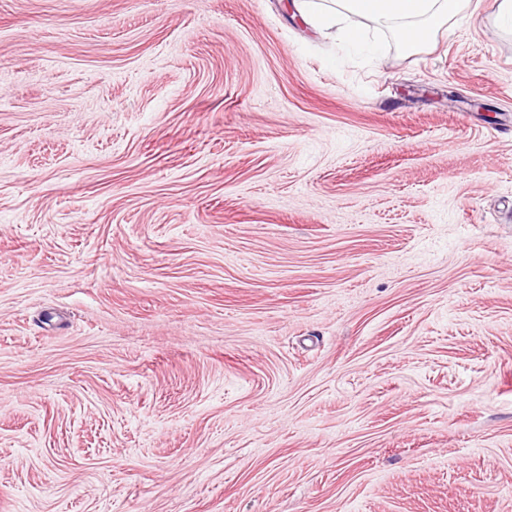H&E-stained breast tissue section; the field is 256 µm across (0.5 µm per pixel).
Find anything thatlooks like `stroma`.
Returning <instances> with one entry per match:
<instances>
[{
    "label": "stroma",
    "mask_w": 512,
    "mask_h": 512,
    "mask_svg": "<svg viewBox=\"0 0 512 512\" xmlns=\"http://www.w3.org/2000/svg\"><path fill=\"white\" fill-rule=\"evenodd\" d=\"M0 0V512H512V32Z\"/></svg>",
    "instance_id": "1"
}]
</instances>
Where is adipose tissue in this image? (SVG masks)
I'll list each match as a JSON object with an SVG mask.
<instances>
[{
  "mask_svg": "<svg viewBox=\"0 0 512 512\" xmlns=\"http://www.w3.org/2000/svg\"><path fill=\"white\" fill-rule=\"evenodd\" d=\"M467 0H294L296 11L336 42L359 47L369 30L392 33L407 49L431 43Z\"/></svg>",
  "mask_w": 512,
  "mask_h": 512,
  "instance_id": "obj_1",
  "label": "adipose tissue"
}]
</instances>
